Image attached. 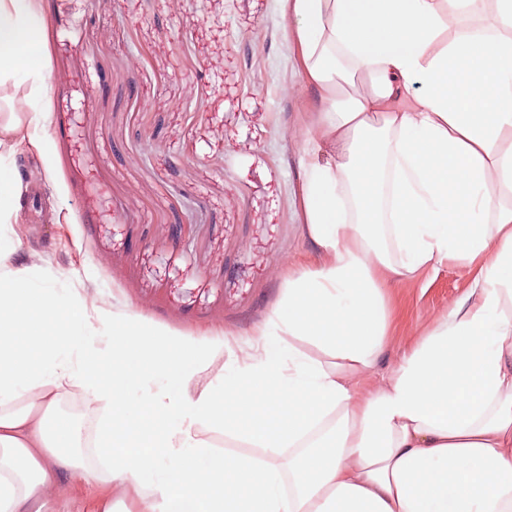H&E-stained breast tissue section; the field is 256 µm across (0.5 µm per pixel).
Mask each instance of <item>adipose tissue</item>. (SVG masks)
I'll return each instance as SVG.
<instances>
[{
  "mask_svg": "<svg viewBox=\"0 0 512 512\" xmlns=\"http://www.w3.org/2000/svg\"><path fill=\"white\" fill-rule=\"evenodd\" d=\"M292 9L323 103L302 136L319 257L249 348L36 281L50 258L22 250L6 159L40 148V109L0 117V512H49L76 484L99 486L92 512H512V0ZM42 16L0 0V80L40 77ZM448 265L467 292L359 392L385 352L384 288ZM76 400L99 415L89 448L59 411Z\"/></svg>",
  "mask_w": 512,
  "mask_h": 512,
  "instance_id": "obj_1",
  "label": "adipose tissue"
}]
</instances>
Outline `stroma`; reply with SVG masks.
Here are the masks:
<instances>
[{"mask_svg": "<svg viewBox=\"0 0 512 512\" xmlns=\"http://www.w3.org/2000/svg\"><path fill=\"white\" fill-rule=\"evenodd\" d=\"M43 3L42 151L12 158L54 170L41 221L19 182L26 245L51 258L40 279L97 286L114 309L180 336L252 339L294 260L317 256L296 133L322 104L302 86L286 0H181L176 12L169 0ZM188 84L200 88L191 101ZM176 224L188 232L172 237ZM469 284L451 266L388 286L385 353L359 390Z\"/></svg>", "mask_w": 512, "mask_h": 512, "instance_id": "35a3bbf8", "label": "stroma"}]
</instances>
